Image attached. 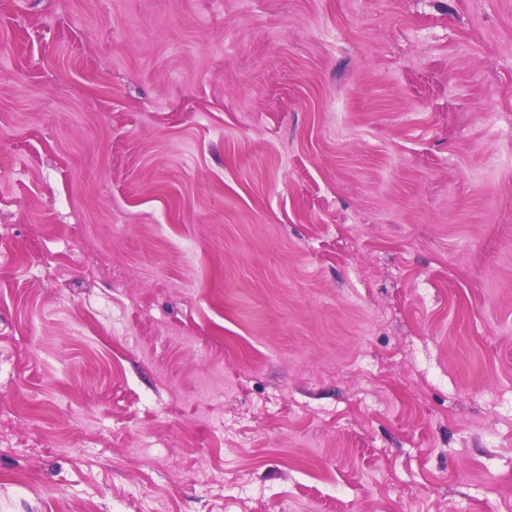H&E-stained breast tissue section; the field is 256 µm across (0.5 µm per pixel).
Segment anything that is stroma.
I'll use <instances>...</instances> for the list:
<instances>
[{"instance_id": "35a3bbf8", "label": "stroma", "mask_w": 512, "mask_h": 512, "mask_svg": "<svg viewBox=\"0 0 512 512\" xmlns=\"http://www.w3.org/2000/svg\"><path fill=\"white\" fill-rule=\"evenodd\" d=\"M0 512H512V0H0Z\"/></svg>"}]
</instances>
